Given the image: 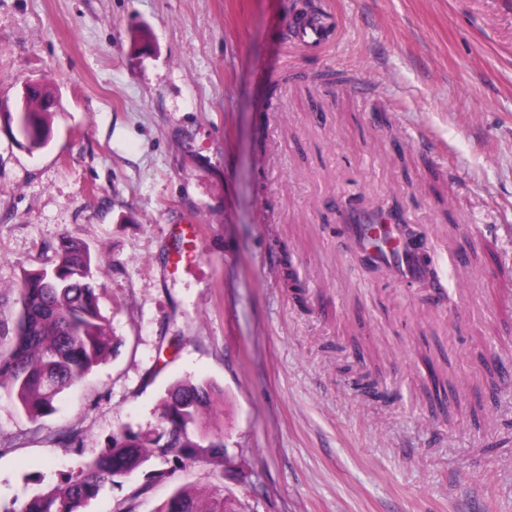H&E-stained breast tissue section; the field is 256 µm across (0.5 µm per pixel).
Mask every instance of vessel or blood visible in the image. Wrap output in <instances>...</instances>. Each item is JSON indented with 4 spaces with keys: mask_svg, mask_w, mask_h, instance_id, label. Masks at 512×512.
<instances>
[{
    "mask_svg": "<svg viewBox=\"0 0 512 512\" xmlns=\"http://www.w3.org/2000/svg\"><path fill=\"white\" fill-rule=\"evenodd\" d=\"M291 38L305 49L316 51L326 44V28L320 18L311 17L293 26ZM347 239L352 251L370 253L374 262L388 269L397 281L427 283L430 303L442 305L444 285L441 279L428 277L425 243L404 236L402 222L396 215H361L355 224L349 225Z\"/></svg>",
    "mask_w": 512,
    "mask_h": 512,
    "instance_id": "b4317fda",
    "label": "vessel or blood"
}]
</instances>
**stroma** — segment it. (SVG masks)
I'll return each mask as SVG.
<instances>
[{
  "label": "stroma",
  "instance_id": "stroma-1",
  "mask_svg": "<svg viewBox=\"0 0 512 512\" xmlns=\"http://www.w3.org/2000/svg\"><path fill=\"white\" fill-rule=\"evenodd\" d=\"M316 8L311 52L288 31ZM29 81L55 97L35 153L6 118ZM375 203L424 227L441 308L351 253L336 212ZM452 223L512 269V0H0V319L66 236L107 260L121 342L50 416L0 400V499L157 429L191 378L224 390L247 512H512V385L483 382L512 361V294L456 267ZM357 336L388 404L342 371ZM432 369L486 423L435 414Z\"/></svg>",
  "mask_w": 512,
  "mask_h": 512
}]
</instances>
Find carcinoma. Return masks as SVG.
I'll use <instances>...</instances> for the list:
<instances>
[{
    "instance_id": "obj_1",
    "label": "carcinoma",
    "mask_w": 512,
    "mask_h": 512,
    "mask_svg": "<svg viewBox=\"0 0 512 512\" xmlns=\"http://www.w3.org/2000/svg\"><path fill=\"white\" fill-rule=\"evenodd\" d=\"M29 117L42 134L28 149L43 148L49 136L51 101L41 88L26 100ZM103 267L90 250L64 237L53 267L23 271L12 292L18 311L12 331L0 323V396L16 403L31 420L54 412L65 390L91 374L116 351L99 308ZM224 402V390L207 381L179 380L165 391L159 404L160 428L154 432L121 430L105 448L78 470L61 477L32 497L0 501V512H84L108 485L143 470L153 458L169 467L154 471L133 486L115 512H138L140 501L163 480L200 460L212 466L214 482L206 492L176 484L155 512H243L244 504L224 490V423L213 416ZM59 442L75 451L83 446L82 430L74 427Z\"/></svg>"
}]
</instances>
